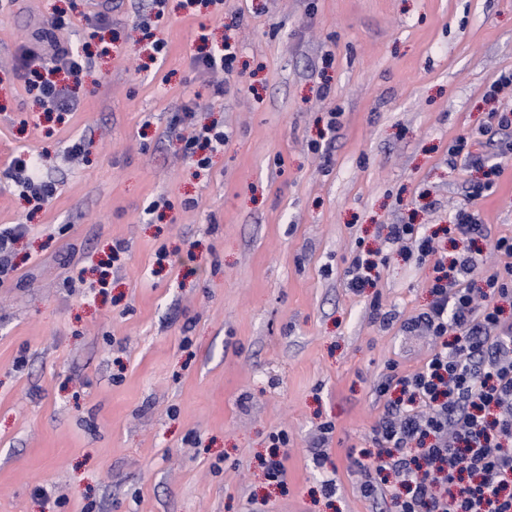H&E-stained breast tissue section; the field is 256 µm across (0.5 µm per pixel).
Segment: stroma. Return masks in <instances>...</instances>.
<instances>
[{"instance_id":"1","label":"stroma","mask_w":512,"mask_h":512,"mask_svg":"<svg viewBox=\"0 0 512 512\" xmlns=\"http://www.w3.org/2000/svg\"><path fill=\"white\" fill-rule=\"evenodd\" d=\"M100 9L0 0V226L27 227L0 282V512H395L394 482L361 495L356 459L380 377L433 347L400 328L434 271L388 227L422 226L452 255L464 243L442 227L475 211L491 230L477 283L512 236L491 116L512 86L487 100L512 70V0H168L160 64L132 0L90 31ZM59 10V39L92 54L60 119L10 70ZM227 39L236 75L218 95L192 57ZM214 121L229 140L200 169L183 138ZM462 137L486 167L449 166ZM21 149L56 187L39 210L4 175ZM364 250L377 267L354 291ZM277 433L280 483L261 465Z\"/></svg>"}]
</instances>
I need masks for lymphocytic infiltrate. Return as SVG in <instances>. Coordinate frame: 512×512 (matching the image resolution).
Instances as JSON below:
<instances>
[{
  "mask_svg": "<svg viewBox=\"0 0 512 512\" xmlns=\"http://www.w3.org/2000/svg\"><path fill=\"white\" fill-rule=\"evenodd\" d=\"M69 23L65 12H55L16 58V77L48 112L76 111L89 66L87 49L56 36ZM7 176L36 202L55 192L26 151L13 156ZM387 238L415 249L419 262L434 263L431 303L401 325L434 344L422 367L385 374L378 384L386 403L371 448L360 451L359 488L364 497H385L391 474L397 512H512V323L502 321L498 306L512 299V236L495 240L502 262L479 289L469 281L480 263L472 252L444 263L415 224L390 225Z\"/></svg>",
  "mask_w": 512,
  "mask_h": 512,
  "instance_id": "lymphocytic-infiltrate-1",
  "label": "lymphocytic infiltrate"
}]
</instances>
